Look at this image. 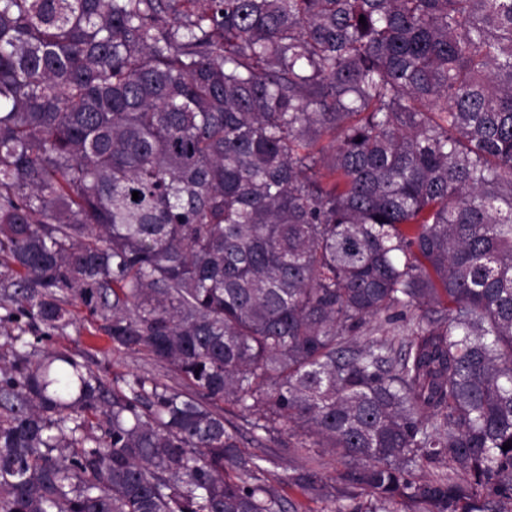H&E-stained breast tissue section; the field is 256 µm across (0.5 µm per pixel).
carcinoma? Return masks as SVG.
Segmentation results:
<instances>
[{"mask_svg": "<svg viewBox=\"0 0 512 512\" xmlns=\"http://www.w3.org/2000/svg\"><path fill=\"white\" fill-rule=\"evenodd\" d=\"M3 323L0 512H512V0H0ZM75 319V324L66 333L55 335L49 342L37 343L31 335H27V338L41 350L56 349L73 353L111 388L117 383L122 386L121 380L131 373H148L170 386L176 384L170 372L144 354H104L107 342L103 335L91 334L96 327L95 318L85 308L76 311ZM280 439L285 440L286 436L275 434V440L267 439L263 441V448L245 444L246 448H243V450L246 453L267 456L272 460L273 463L265 464L268 470L265 477L268 483L274 485L287 501H292L298 507V512H334L331 510L350 503V501H344L340 498L327 501L312 498L298 487L288 486V483L284 481L288 473H292L295 468L307 464L309 459L304 454L288 453V450L282 447Z\"/></svg>", "mask_w": 512, "mask_h": 512, "instance_id": "1", "label": "carcinoma"}]
</instances>
